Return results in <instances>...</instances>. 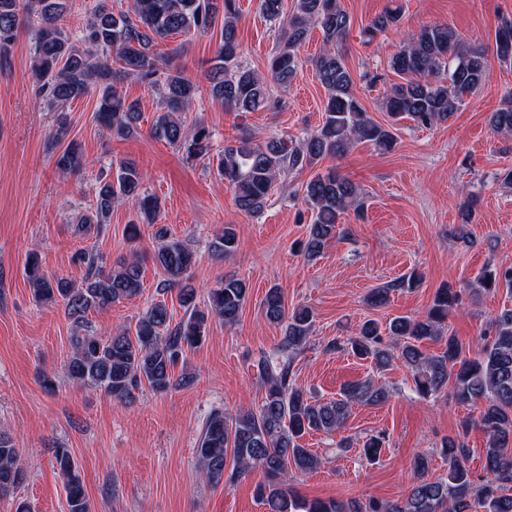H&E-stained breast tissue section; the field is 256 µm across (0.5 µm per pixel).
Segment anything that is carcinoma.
<instances>
[{
	"label": "carcinoma",
	"instance_id": "obj_1",
	"mask_svg": "<svg viewBox=\"0 0 512 512\" xmlns=\"http://www.w3.org/2000/svg\"><path fill=\"white\" fill-rule=\"evenodd\" d=\"M67 2L0 0V63L20 25L27 22L34 33L32 66L40 81L38 97L46 111L64 113L73 102L99 90L97 121L126 136L138 128L141 118L139 102L129 100L121 87L124 80L134 78L159 97L152 134L182 149L188 159L209 154L211 132L202 123L185 126L181 115L199 87L154 50L157 41L191 31L207 33L222 23L209 73L211 95L226 109L247 113L281 106L273 86L288 88L299 68L297 48L311 28L322 31L324 50L313 64L328 95L323 122L317 129L297 143L283 137L258 143L245 135L224 144L217 172L233 190L238 209L250 215L263 210L277 176L312 167L326 156L341 157L360 143L389 150L399 121L409 118L424 127L447 122L463 106L464 97L478 91L490 75L484 48L447 25L423 26L391 60L398 82L384 97L383 107L390 119L384 126L369 115L353 91L354 78L338 49L350 29V17L339 0H296L290 14L284 13L283 0H261L263 15L281 27L266 76L238 60L239 0H132L129 11L118 14L98 4L76 33L60 25ZM399 20L400 9H385L361 30L363 42L371 43ZM493 51L500 62L512 64L511 20L496 29ZM490 125L496 133L511 135L512 107L492 113ZM69 134L66 117H59L53 139L63 150L56 166L66 173L79 171L86 164L80 145ZM143 181L144 174L133 161L120 162L114 174L99 179L94 207L75 218L76 233L85 235L94 229L101 234L117 203L132 206L147 223H154L161 203L142 190ZM303 194L311 218L302 251L313 258L336 235L342 215L362 206L363 192L349 178L328 169L308 180ZM157 236L153 263L165 275L159 287L177 288V300L184 310L177 323L166 302L158 301L132 329H118L109 336H97L88 329L91 312L140 294L143 267L136 254L108 267L98 252L79 251L77 260L85 267L79 284L46 273L35 250L28 253L25 263L33 298L40 303L63 302L65 316L75 328L70 337V378L84 387L100 389L120 403L131 401L144 385L159 394L190 385L191 377L176 374L179 361L206 341L212 321L230 326L238 322L248 296L247 283L230 275L210 290L208 304L199 306L198 289L188 277L195 254L161 229ZM236 243V232L226 226L212 241V252L228 255ZM419 282V274L413 271L374 289L370 304L383 306L391 293L410 290ZM503 283L512 286V267L504 270L488 264L478 286L490 292ZM460 304L459 291L442 288L424 313L394 317L384 325L368 319L354 335L328 346L331 351L369 358L378 369L399 358L411 371L413 391L419 397L438 396L449 389L457 402L475 408L470 424L487 435L486 447L476 450L459 438L444 440L445 476L429 477L428 457L419 454L411 464L413 480L407 493L395 501H309L293 493V481L321 464L317 452L304 447L301 440L314 432L344 429L353 405H380L391 393L365 379L343 387L340 398L325 401L295 385L290 380L291 366L294 355L308 340L314 314L307 307L287 309L277 288L268 289L263 299L265 320L282 330L277 347L256 360L264 396L257 408L235 416L217 409L211 412L195 449L199 475L217 486L225 480L262 474L256 496L267 512H512V310L494 319L492 335L482 336V343L475 348L449 332L448 317ZM425 341L438 345L439 351L423 350ZM385 441L383 432L370 436L360 454L369 461L378 459ZM475 452L483 460L478 476L468 467ZM54 458L64 480L68 512H89L70 450L57 448ZM17 460L18 449L0 433L1 495L13 492L23 481Z\"/></svg>",
	"mask_w": 512,
	"mask_h": 512
}]
</instances>
